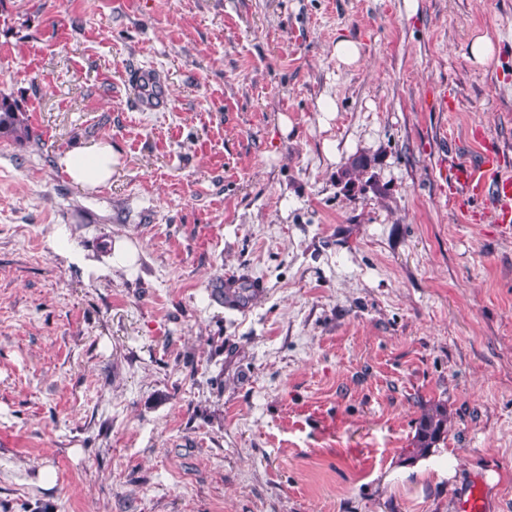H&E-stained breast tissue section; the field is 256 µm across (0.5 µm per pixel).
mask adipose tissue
Returning a JSON list of instances; mask_svg holds the SVG:
<instances>
[{"label":"adipose tissue","mask_w":512,"mask_h":512,"mask_svg":"<svg viewBox=\"0 0 512 512\" xmlns=\"http://www.w3.org/2000/svg\"><path fill=\"white\" fill-rule=\"evenodd\" d=\"M116 159L110 143L95 141L60 154L57 164L75 185L92 190L111 181Z\"/></svg>","instance_id":"1"}]
</instances>
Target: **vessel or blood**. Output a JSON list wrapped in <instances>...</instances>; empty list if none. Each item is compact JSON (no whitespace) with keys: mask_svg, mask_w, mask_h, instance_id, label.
<instances>
[{"mask_svg":"<svg viewBox=\"0 0 512 512\" xmlns=\"http://www.w3.org/2000/svg\"><path fill=\"white\" fill-rule=\"evenodd\" d=\"M469 137L480 149L475 161L452 159L448 167V194L470 220L487 218L491 223L511 228L512 176L503 173L501 157L487 146L481 127L471 128Z\"/></svg>","mask_w":512,"mask_h":512,"instance_id":"b4317fda","label":"vessel or blood"}]
</instances>
